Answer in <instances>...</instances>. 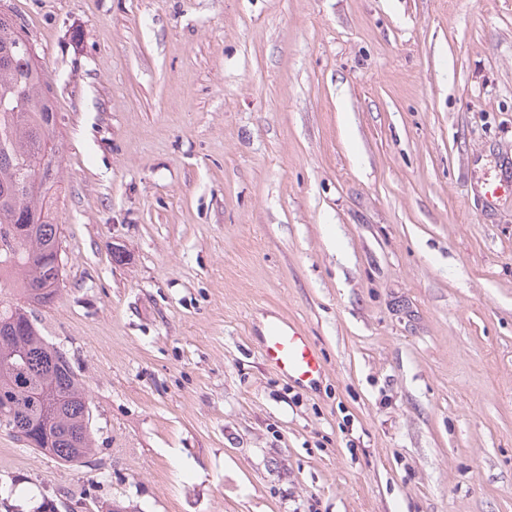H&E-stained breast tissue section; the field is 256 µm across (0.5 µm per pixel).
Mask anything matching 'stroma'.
Segmentation results:
<instances>
[{"instance_id": "obj_1", "label": "stroma", "mask_w": 512, "mask_h": 512, "mask_svg": "<svg viewBox=\"0 0 512 512\" xmlns=\"http://www.w3.org/2000/svg\"><path fill=\"white\" fill-rule=\"evenodd\" d=\"M60 115L80 467L0 512H512V0H0ZM324 360L295 387L267 318ZM262 347L268 364L299 387L315 384L323 374L322 358L304 330L284 317L268 322Z\"/></svg>"}]
</instances>
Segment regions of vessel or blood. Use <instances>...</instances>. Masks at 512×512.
<instances>
[{
  "instance_id": "1",
  "label": "vessel or blood",
  "mask_w": 512,
  "mask_h": 512,
  "mask_svg": "<svg viewBox=\"0 0 512 512\" xmlns=\"http://www.w3.org/2000/svg\"><path fill=\"white\" fill-rule=\"evenodd\" d=\"M263 356L280 375L302 388L315 384L323 374L322 359L304 330L283 317L268 322Z\"/></svg>"
}]
</instances>
